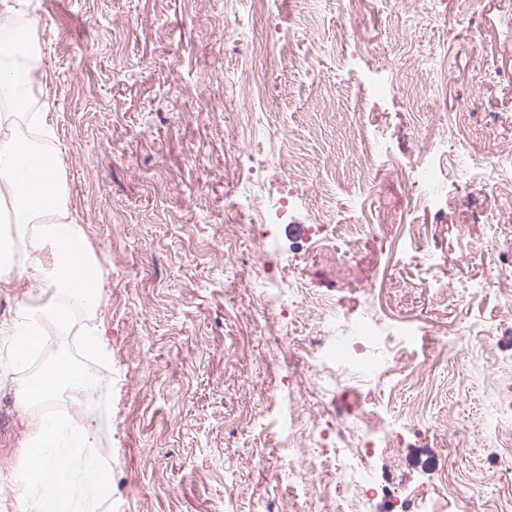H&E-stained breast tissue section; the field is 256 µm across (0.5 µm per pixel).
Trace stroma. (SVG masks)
<instances>
[{
  "mask_svg": "<svg viewBox=\"0 0 512 512\" xmlns=\"http://www.w3.org/2000/svg\"><path fill=\"white\" fill-rule=\"evenodd\" d=\"M502 5L372 0L347 23L339 0H32L51 145L103 282L97 308L60 340L98 329L109 366L91 396L65 399L75 420L88 409L98 418L92 441L109 460L117 512H335L332 499L300 494L275 419L290 404L305 433L332 432L358 423V393L327 385L323 372L289 371L285 357L317 320L281 321L272 345L265 277L349 317L373 305L387 322L417 321L411 360L422 372L383 404L403 457L376 469L419 496L452 480L449 512H512L501 470L512 461V403L500 394L512 382V309L498 288L512 275L500 252L512 243V203L466 181L455 154L462 141L484 158L512 154ZM272 22L257 97L239 87L244 61L224 41ZM374 78L388 81L385 96L372 94ZM402 85L418 86V104ZM353 131L389 150L367 184L354 177ZM245 141L271 189L280 169L295 173V204L287 223L268 225L275 251L262 269L232 211ZM430 162L447 193L417 209L408 181ZM325 212L371 233L317 249ZM489 213L496 224L484 223ZM444 328L470 332L465 355L443 347ZM8 344L0 335V476L20 469L30 430L14 395L25 374L7 366ZM439 421L467 426L464 452L435 431Z\"/></svg>",
  "mask_w": 512,
  "mask_h": 512,
  "instance_id": "1",
  "label": "stroma"
}]
</instances>
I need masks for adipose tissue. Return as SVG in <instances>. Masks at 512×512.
<instances>
[{
  "mask_svg": "<svg viewBox=\"0 0 512 512\" xmlns=\"http://www.w3.org/2000/svg\"><path fill=\"white\" fill-rule=\"evenodd\" d=\"M22 0H0V198L8 199L14 235L0 239V274L22 280L28 290L19 321L0 324L11 336L14 359L25 365L43 349L40 321L66 322L60 296L70 293L81 304L99 300V262L69 217L68 199L56 166H43V155L14 128L21 121L46 124L47 115L31 112L32 101L45 95L39 65L22 53L15 25Z\"/></svg>",
  "mask_w": 512,
  "mask_h": 512,
  "instance_id": "ef3b65f1",
  "label": "adipose tissue"
}]
</instances>
